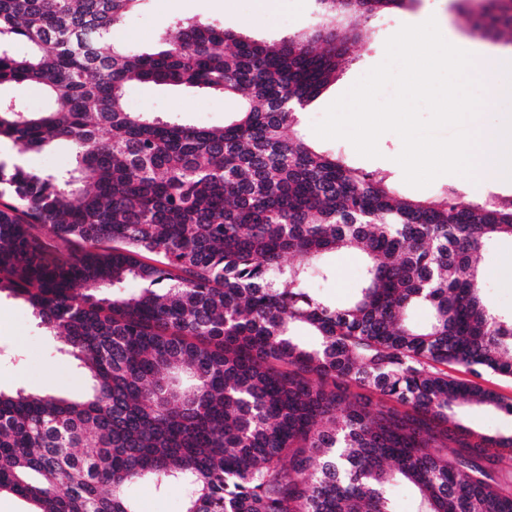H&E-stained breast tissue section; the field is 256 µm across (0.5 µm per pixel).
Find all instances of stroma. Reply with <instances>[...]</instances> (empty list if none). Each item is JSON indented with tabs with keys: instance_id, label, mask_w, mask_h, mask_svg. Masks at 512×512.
Returning a JSON list of instances; mask_svg holds the SVG:
<instances>
[{
	"instance_id": "stroma-1",
	"label": "stroma",
	"mask_w": 512,
	"mask_h": 512,
	"mask_svg": "<svg viewBox=\"0 0 512 512\" xmlns=\"http://www.w3.org/2000/svg\"><path fill=\"white\" fill-rule=\"evenodd\" d=\"M423 19L435 17L444 38L470 41L477 50H495L512 57V44L470 36L456 11L454 0H416L408 11L381 14L358 26L359 38L350 46L347 62L337 72L321 95L312 101L300 116L305 135L313 133L326 107L344 89L350 88L368 70L385 57L386 40L397 33L406 17ZM202 20L215 22L225 29L256 40L274 42L316 27L319 16L315 0H278L273 20H265L256 8L255 0H142L119 29L126 46L146 52L157 48L170 21ZM126 104L135 112L159 115H178L201 127H221L231 121L239 104L205 88H177L136 84L126 92ZM315 146L341 156L349 164L369 173H379L409 197L431 198L448 187L462 191L465 199L478 201L491 193L512 192V181L491 187L459 176L436 178L429 186L415 188L403 180V171L396 161L402 150L401 138L393 132L384 133L379 141V157L359 156L350 142L344 139L315 138ZM22 157L26 168L38 172L66 169L71 164L68 144L60 142L48 150L19 153L12 142H0V160ZM331 261L335 274L327 280L314 281L313 286L323 296L344 303L358 281L361 262L351 252H336ZM482 269L489 276L484 281V293L502 313H512V241H493L484 248ZM61 342L54 333L40 326L24 300L11 296L0 297V390L17 388L31 393H51L77 398L90 386V379L77 360L62 355ZM451 424L473 433L512 432V419L496 411L478 406L455 409ZM139 512H183L185 491L175 487L156 490L153 484L141 482L129 489Z\"/></svg>"
}]
</instances>
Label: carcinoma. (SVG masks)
I'll return each mask as SVG.
<instances>
[{
  "mask_svg": "<svg viewBox=\"0 0 512 512\" xmlns=\"http://www.w3.org/2000/svg\"><path fill=\"white\" fill-rule=\"evenodd\" d=\"M138 2L0 0V90L47 99L32 112L0 96V139L65 141L74 158L48 174L0 161V291L92 380L82 400L0 390V495L136 512L126 489L149 479L186 488L184 512H394L406 484L416 512H512V435L448 427L462 405L512 417L448 375L512 378V314L477 266L512 240V194L409 198L299 129L347 54L343 18L415 0H315L326 26L271 44L177 21L154 53L112 40ZM460 15L482 39L512 32V0ZM132 82L242 106L220 129L164 120L127 109ZM48 239L75 250L50 259ZM338 249L364 256L341 305L311 287Z\"/></svg>",
  "mask_w": 512,
  "mask_h": 512,
  "instance_id": "carcinoma-1",
  "label": "carcinoma"
}]
</instances>
